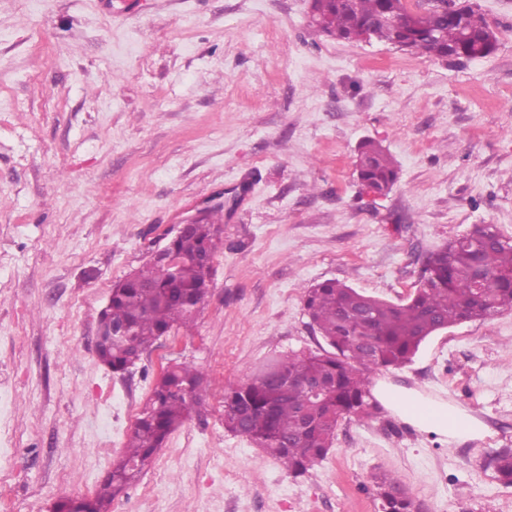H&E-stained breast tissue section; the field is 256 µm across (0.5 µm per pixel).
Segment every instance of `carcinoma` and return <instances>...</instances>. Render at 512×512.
<instances>
[{
    "label": "carcinoma",
    "instance_id": "obj_1",
    "mask_svg": "<svg viewBox=\"0 0 512 512\" xmlns=\"http://www.w3.org/2000/svg\"><path fill=\"white\" fill-rule=\"evenodd\" d=\"M452 11L424 10L412 18L415 30L403 34L401 23L410 10L407 0H315L324 18L323 33L351 41L356 29L372 24L370 39L402 44L411 52L435 58L475 60L489 56L496 37L472 4L453 3ZM359 179L377 194L398 179L394 160L383 147L364 141L358 151ZM220 218L192 224L173 241L181 259L174 271L160 260L117 282L99 317L103 335L96 342L99 361L112 371L126 372L165 333L191 328L210 289L212 273L199 262L213 244ZM304 306L313 327L328 348L274 358L249 379L224 390V428L251 440L266 456L297 477L324 459L335 439L340 418L367 417L370 376L381 368L410 363L434 333L463 322L482 320L512 309V238L492 224L429 252L419 287L404 302L368 296L333 280L305 291ZM372 341V353L362 358L356 343ZM206 374L188 364L167 368L157 379L138 418L124 455L90 495L64 498L53 512H111L112 501L136 482L163 448L169 435L190 417L203 399ZM309 379L324 386L314 401L302 387ZM497 478L512 485V449L491 456ZM395 476L377 482L382 512H419Z\"/></svg>",
    "mask_w": 512,
    "mask_h": 512
}]
</instances>
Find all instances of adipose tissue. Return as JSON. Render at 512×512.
<instances>
[{
	"label": "adipose tissue",
	"instance_id": "ef3b65f1",
	"mask_svg": "<svg viewBox=\"0 0 512 512\" xmlns=\"http://www.w3.org/2000/svg\"><path fill=\"white\" fill-rule=\"evenodd\" d=\"M373 393L386 407L421 430L451 439L472 438L477 434L474 419L448 405L382 383L375 386Z\"/></svg>",
	"mask_w": 512,
	"mask_h": 512
}]
</instances>
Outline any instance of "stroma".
I'll use <instances>...</instances> for the list:
<instances>
[{
    "mask_svg": "<svg viewBox=\"0 0 512 512\" xmlns=\"http://www.w3.org/2000/svg\"><path fill=\"white\" fill-rule=\"evenodd\" d=\"M497 37L472 60L327 36L310 0H0V512L91 494L158 377L190 362L207 390L112 512H381L376 475L421 512H512L490 457L512 448V310L442 330L373 381L467 412L476 439L385 405L340 419L289 477L224 428V389L325 341L304 291L336 280L393 302L426 252L492 224L512 237V0H475ZM394 157L361 184L362 140ZM221 206L211 291L190 330L131 371L95 352L113 285L187 217ZM111 438L109 455L96 443ZM357 169L362 185L372 188L376 194L386 193L398 179L394 160L373 140H366L360 145Z\"/></svg>",
    "mask_w": 512,
    "mask_h": 512,
    "instance_id": "35a3bbf8",
    "label": "stroma"
}]
</instances>
